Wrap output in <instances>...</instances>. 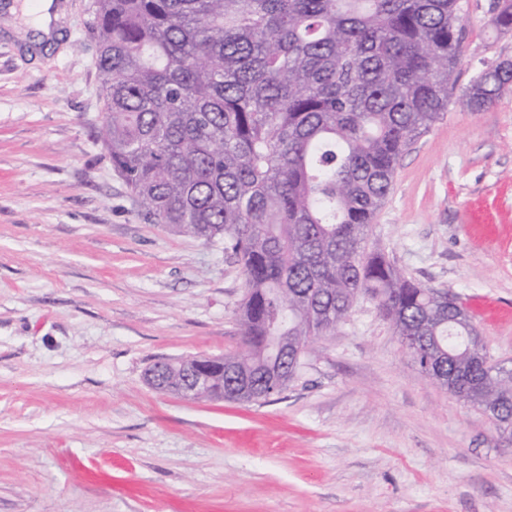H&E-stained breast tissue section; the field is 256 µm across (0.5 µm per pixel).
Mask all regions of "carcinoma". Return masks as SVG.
I'll list each match as a JSON object with an SVG mask.
<instances>
[{
  "instance_id": "obj_1",
  "label": "carcinoma",
  "mask_w": 512,
  "mask_h": 512,
  "mask_svg": "<svg viewBox=\"0 0 512 512\" xmlns=\"http://www.w3.org/2000/svg\"><path fill=\"white\" fill-rule=\"evenodd\" d=\"M491 24L512 32V0ZM89 31L112 168L145 217L241 269L243 348L224 369L280 393L368 297L420 371L512 441V368L483 367L466 307L365 248L402 156L448 112L459 0H95ZM511 87L505 60L456 101L480 112ZM212 389L240 400L227 373Z\"/></svg>"
}]
</instances>
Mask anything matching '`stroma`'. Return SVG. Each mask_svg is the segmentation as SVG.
I'll return each mask as SVG.
<instances>
[{"label": "stroma", "mask_w": 512, "mask_h": 512, "mask_svg": "<svg viewBox=\"0 0 512 512\" xmlns=\"http://www.w3.org/2000/svg\"><path fill=\"white\" fill-rule=\"evenodd\" d=\"M36 44L0 10V512H512V445L358 299L259 403L150 388L154 363L239 350L222 249L146 220L99 138L94 0ZM460 0L464 90L512 60ZM456 295L512 366V91L450 106L403 155L368 238Z\"/></svg>", "instance_id": "stroma-1"}]
</instances>
